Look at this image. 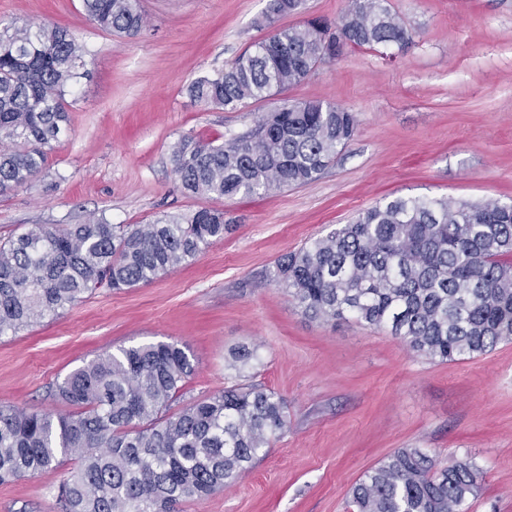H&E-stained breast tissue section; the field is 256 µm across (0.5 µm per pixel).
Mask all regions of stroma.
Masks as SVG:
<instances>
[{
    "instance_id": "obj_1",
    "label": "stroma",
    "mask_w": 512,
    "mask_h": 512,
    "mask_svg": "<svg viewBox=\"0 0 512 512\" xmlns=\"http://www.w3.org/2000/svg\"><path fill=\"white\" fill-rule=\"evenodd\" d=\"M271 0H142L135 38L99 29L82 0H0V21L67 28L89 51L66 95L67 133L45 170L0 195V236L44 224H147L219 208L233 231L151 283L101 287L0 341V405L59 412L68 373L122 346L170 342L195 366L186 400L254 384L287 405L288 428L235 482L176 512H353L350 491L399 448L481 471L469 512H512V343L432 361L385 328L309 319L273 280L277 260L396 197L512 204V0H388L405 50L345 48L285 91L354 112L335 163L304 186L254 198L184 191L181 137L225 141L272 101L234 110L191 102L188 85L267 36ZM256 351L235 370L233 351ZM68 461L0 484V512H62Z\"/></svg>"
}]
</instances>
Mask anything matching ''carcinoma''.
<instances>
[{"label": "carcinoma", "instance_id": "cac0c4a2", "mask_svg": "<svg viewBox=\"0 0 512 512\" xmlns=\"http://www.w3.org/2000/svg\"><path fill=\"white\" fill-rule=\"evenodd\" d=\"M102 30L138 36L140 0H83ZM305 0H272L297 13ZM339 47L395 44L411 34L385 0H349L336 25L274 27L229 67L193 81L190 98L235 109L268 100ZM86 51L65 28L0 23V194L45 169L69 123L67 88ZM357 129L354 113L321 100L288 101L256 128L214 144L191 137L172 154L183 189L216 199L252 196L316 180ZM224 211L201 208L150 224L92 217L41 225L0 240V338L70 309L105 285L151 282L224 240ZM274 281L306 316L388 328L416 355L452 361L512 342V205L398 197L360 212L283 255ZM194 364L175 343L105 352L70 372L53 396L61 414L0 406V484L75 460L59 488L64 512H174L211 494L264 457L287 426L286 403L258 386L227 387L180 409ZM480 472L469 461L440 468L420 448H399L351 490L356 512H468Z\"/></svg>", "mask_w": 512, "mask_h": 512}]
</instances>
